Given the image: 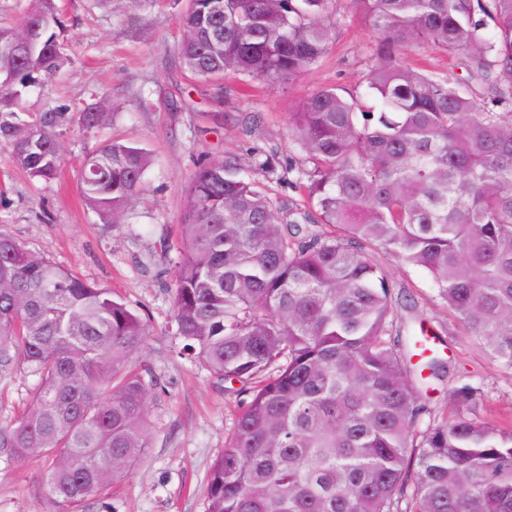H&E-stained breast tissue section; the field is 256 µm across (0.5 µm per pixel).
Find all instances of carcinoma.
Wrapping results in <instances>:
<instances>
[{
  "label": "carcinoma",
  "instance_id": "cac0c4a2",
  "mask_svg": "<svg viewBox=\"0 0 512 512\" xmlns=\"http://www.w3.org/2000/svg\"><path fill=\"white\" fill-rule=\"evenodd\" d=\"M0 29V143L54 180L61 139L112 121L102 101L18 112L67 62L56 0ZM376 32L357 89L322 87L290 113L298 154L204 161L184 193L173 259L179 354L230 384L237 410L206 512H512V425L460 382L453 417L423 398L445 363L404 334L370 251L425 271L435 300L512 369V0H350ZM337 0H190L178 59L205 80H287L317 65ZM466 59V75L407 64V47ZM149 152L101 142L80 193L113 226L141 193ZM265 181L246 176L245 169ZM298 185L279 215L265 182ZM147 323L112 290L0 227V372L37 377L0 447L49 458L53 504L120 480L147 448L152 385L125 371Z\"/></svg>",
  "mask_w": 512,
  "mask_h": 512
}]
</instances>
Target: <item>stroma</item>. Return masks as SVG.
I'll list each match as a JSON object with an SVG mask.
<instances>
[{
    "instance_id": "obj_1",
    "label": "stroma",
    "mask_w": 512,
    "mask_h": 512,
    "mask_svg": "<svg viewBox=\"0 0 512 512\" xmlns=\"http://www.w3.org/2000/svg\"><path fill=\"white\" fill-rule=\"evenodd\" d=\"M56 2L68 61L45 95L29 98L24 108L37 112L50 104L74 111L103 99L112 122L91 135H65L62 171L50 182L30 179L0 146V225L57 265L112 289L141 315L148 336L126 368L156 381L143 456L120 482L63 512H99L104 501L112 512H205L209 472L224 447L236 398L202 364L177 356L169 330L184 190L198 162L228 151H266L284 162L294 157L290 112L321 87H356L375 34L349 0H339L344 24L319 65L286 81L248 82L229 74L216 82L194 77L177 60L187 0H150L140 9L130 0H104L98 7L92 0ZM106 139L138 142L152 156L142 192L112 228L84 205L77 184L85 154ZM375 259L392 287L409 293L416 319L432 328L448 325L437 348L448 375L432 392L433 405L451 409L453 390L467 375L481 389L479 411L512 420V371L434 305L426 272L383 252ZM34 383L23 369L0 374V429L13 426L28 406ZM7 454L0 448V512H46L49 460L20 464Z\"/></svg>"
}]
</instances>
